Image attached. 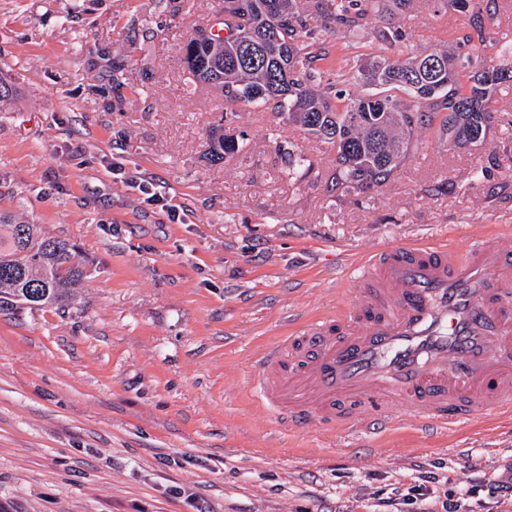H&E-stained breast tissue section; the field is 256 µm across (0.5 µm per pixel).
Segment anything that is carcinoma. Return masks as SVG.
<instances>
[{
  "instance_id": "carcinoma-1",
  "label": "carcinoma",
  "mask_w": 512,
  "mask_h": 512,
  "mask_svg": "<svg viewBox=\"0 0 512 512\" xmlns=\"http://www.w3.org/2000/svg\"><path fill=\"white\" fill-rule=\"evenodd\" d=\"M436 2L467 17L456 50L433 46L412 56L406 31L376 30L380 52L358 68L353 84L385 88L383 96L356 95L339 82L335 92L323 91L319 55L310 51L322 30L369 25L378 0H313L307 15L293 0H224V45L191 41L185 62L194 81L224 93L225 114L250 108L287 116L331 145L336 188L368 194L389 181L436 120L456 148L484 142L493 95L512 81V65L485 35L493 17L484 16L483 0ZM425 102L432 111L422 110ZM245 146L219 136L209 153L221 160ZM73 250L66 239L41 237L36 224H0V310L16 309L25 296L41 308L75 301L83 271L72 264Z\"/></svg>"
}]
</instances>
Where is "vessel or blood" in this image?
<instances>
[{"label": "vessel or blood", "mask_w": 512, "mask_h": 512, "mask_svg": "<svg viewBox=\"0 0 512 512\" xmlns=\"http://www.w3.org/2000/svg\"><path fill=\"white\" fill-rule=\"evenodd\" d=\"M260 402L291 424L403 421L445 429L512 414V252L489 237L466 252L392 247L363 262L339 322L318 318L253 365Z\"/></svg>", "instance_id": "obj_1"}]
</instances>
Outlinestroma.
I'll return each mask as SVG.
<instances>
[{
    "label": "stroma",
    "mask_w": 512,
    "mask_h": 512,
    "mask_svg": "<svg viewBox=\"0 0 512 512\" xmlns=\"http://www.w3.org/2000/svg\"><path fill=\"white\" fill-rule=\"evenodd\" d=\"M224 0H0V215L75 244L66 308L0 312V512H512V419L426 436L282 422L257 352L339 317L380 248L497 237L512 251V84L484 143L422 133L371 195L335 190L330 144L287 118L228 117L182 48ZM464 18L413 0L321 34L352 63L396 25L414 52ZM245 135L209 154L214 128ZM312 163L289 178V152ZM176 207L170 221L140 185ZM245 146L244 139L238 141L234 137L218 136L209 142V153L217 160H221L226 154L240 153Z\"/></svg>",
    "instance_id": "35a3bbf8"
}]
</instances>
